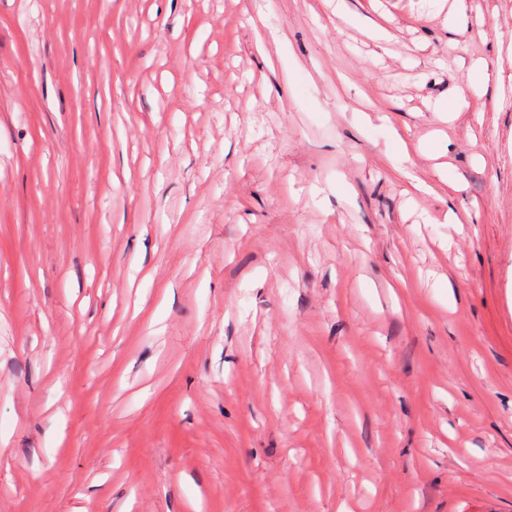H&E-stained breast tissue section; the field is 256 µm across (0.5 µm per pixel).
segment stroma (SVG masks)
<instances>
[{"instance_id": "stroma-1", "label": "stroma", "mask_w": 512, "mask_h": 512, "mask_svg": "<svg viewBox=\"0 0 512 512\" xmlns=\"http://www.w3.org/2000/svg\"><path fill=\"white\" fill-rule=\"evenodd\" d=\"M463 2L0 0V512H512V0Z\"/></svg>"}]
</instances>
